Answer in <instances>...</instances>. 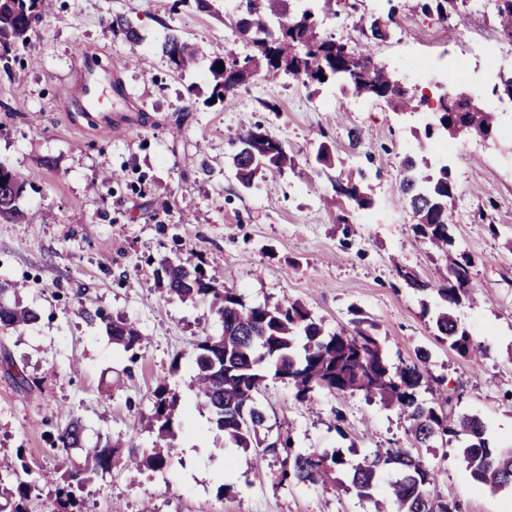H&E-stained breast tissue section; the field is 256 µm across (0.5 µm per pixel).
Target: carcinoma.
Listing matches in <instances>:
<instances>
[{"mask_svg": "<svg viewBox=\"0 0 512 512\" xmlns=\"http://www.w3.org/2000/svg\"><path fill=\"white\" fill-rule=\"evenodd\" d=\"M292 0H243L236 26L252 43L255 52L239 60L216 57L210 61L212 94L220 96L228 89L246 83L264 73L273 78L281 72L300 79L303 85L337 84L353 96L383 99L395 111L415 109L424 98L395 84L393 75L372 62L369 46L387 39L386 29L396 24V10L386 15V22L368 23L370 37L355 49L332 38L321 36L314 9L291 12ZM46 0H0V51L11 45L26 43L28 34L41 20ZM466 0H419L418 7L427 15L442 21L451 13L462 14ZM496 16L500 36L512 44V0H496ZM177 69L184 71L196 61L197 50L176 35L168 36L161 47ZM223 68H217V65ZM455 108L451 97L439 99L436 122L424 127L430 140L438 132L455 140L487 137L493 131L494 117L474 101L450 120L448 109ZM317 175L335 164L328 145L320 144L316 157ZM234 164L241 168V184L248 186L261 169L280 171L293 166V159L282 143L257 127L246 129L238 138ZM399 192L412 210L416 223L414 233L429 241L445 257L444 270L435 282L438 297L434 314L437 337L448 341L460 356L476 361L483 354L469 332L461 328L452 314L453 307L464 298L474 299L471 276L474 259L453 251L451 206L454 182L448 166L432 168L426 153L411 154L403 160ZM336 197L351 207L369 208L373 204L371 187L363 180L342 181L328 178ZM25 192V182L12 170L0 165V221L16 222L24 218L18 201ZM199 272L190 287L177 272L168 275L169 291L182 299L207 298L222 320L224 332L219 336H201L194 344L198 397L214 413L216 424L224 430L225 442L235 448H258L257 431L263 424L262 411L255 405V393L266 379L262 364L273 363L274 376L286 378L304 399L317 388L337 394L362 392L368 398L396 405L406 415L410 432L421 444L432 438L449 436L462 443V454L471 479L494 490L512 489V448L492 445L484 423L476 416L448 417L441 405L420 401L417 391L426 374L429 354L420 351L417 361L391 367L374 333L375 325L364 326L354 319V327L325 333L322 326L303 306L248 305L233 288L220 287L217 278L194 266ZM96 315L106 322L112 343L125 351L140 342L138 330L121 318L110 319L101 312ZM39 319L33 309L12 307L0 302V328H15ZM176 397L166 385L153 392L154 413L150 429L157 441L173 436V411ZM84 428L79 421L68 424L57 440L64 448L82 443ZM287 458L283 480L315 482L343 461L326 455L291 453L285 444ZM375 463L390 465L400 477L385 488L396 506V512H453L454 506L431 490L434 476L407 448H388L375 454ZM17 480V496L12 504L0 506V512H27L26 501L31 489L42 478L29 466L12 469ZM376 473L371 466H357L352 486L364 497L371 496Z\"/></svg>", "mask_w": 512, "mask_h": 512, "instance_id": "carcinoma-1", "label": "carcinoma"}]
</instances>
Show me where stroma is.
Returning a JSON list of instances; mask_svg holds the SVG:
<instances>
[{
  "mask_svg": "<svg viewBox=\"0 0 512 512\" xmlns=\"http://www.w3.org/2000/svg\"><path fill=\"white\" fill-rule=\"evenodd\" d=\"M392 6L399 24L375 44L374 61L430 104L466 91L496 117L491 137L470 138L447 155L440 136L428 151L448 161L454 247L475 260L480 302H462L453 314L487 350L476 364L437 339L424 313L435 294L403 277L435 280L441 263L414 234L398 192L401 163L418 146L428 107L396 112L381 99L353 98L340 110L339 89L306 87L285 74L255 76L212 98L210 58L254 51L236 27V0L204 7L198 0H50L27 43L11 49L8 68L0 67V164L24 180L20 207L28 218L0 223V282L9 285L0 297L35 309L39 320L0 329V357L26 376L20 385L0 368V459L20 456L46 473L28 512H54L68 473L106 444L112 467L77 490L81 512H392L383 488L393 472L379 473L368 498L350 473L376 449L398 447L434 472L436 493L459 512H512V494L472 481L458 442L417 443L398 408L361 393L318 389L301 399L287 380L267 377L256 396L266 449L225 446L192 383L193 345L221 335L222 322L209 301L170 294L162 270L180 261L219 270L246 304L299 303L331 333L362 315L375 323L390 364L428 351L430 377L419 400L442 404L454 418L479 417L490 440L512 448V100L494 92L512 65L474 52L498 42L495 15L465 28L454 17L425 16L416 0H333L319 31L356 45L359 19ZM118 16L138 29L139 42L113 28ZM171 34L202 50L196 69L180 72L162 53ZM80 48L98 62L121 63L133 99L107 105L129 113L131 129L100 136L79 118L69 90ZM451 58L467 78L444 76ZM246 125L280 140L295 160L280 172H258L248 190L233 164ZM353 130L359 143L349 140ZM322 142L341 156L343 174L372 173L370 208L341 213L327 179L309 182ZM106 168L118 180L92 190ZM103 312L139 330L134 352L112 343ZM163 382L177 396L174 436L167 465L152 470L131 464L129 453L151 450L156 440L143 425ZM72 418L85 427L84 443L65 449L56 437ZM285 438L293 451L337 454L344 464L317 483L281 481L286 454L277 442Z\"/></svg>",
  "mask_w": 512,
  "mask_h": 512,
  "instance_id": "35a3bbf8",
  "label": "stroma"
}]
</instances>
